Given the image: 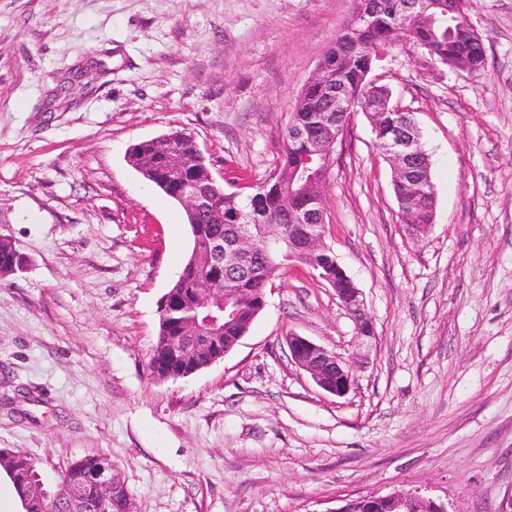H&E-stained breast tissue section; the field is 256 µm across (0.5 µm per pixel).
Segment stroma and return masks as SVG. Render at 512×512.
Listing matches in <instances>:
<instances>
[{
  "instance_id": "1",
  "label": "stroma",
  "mask_w": 512,
  "mask_h": 512,
  "mask_svg": "<svg viewBox=\"0 0 512 512\" xmlns=\"http://www.w3.org/2000/svg\"><path fill=\"white\" fill-rule=\"evenodd\" d=\"M354 0H0V448L53 478L102 455L135 512H332L417 489L448 512L512 494V0H468L487 67L370 74L409 112L437 193L401 222L370 118L351 114L322 189L324 242L361 289L289 268L223 359L177 379L149 357L192 248L184 206L130 165L184 131L226 191L274 171L302 87ZM303 336L352 364L338 397L296 365ZM294 264H301L312 269L309 261L298 259ZM317 277L325 281L331 288H334L336 297L341 304L350 312L355 323L359 338L369 339L374 337V327L371 319L365 313V303L362 293L353 281L346 275L337 261L329 257L327 264L319 266L317 261L313 263ZM313 270V269H312ZM313 270V271H314ZM314 271V272H315ZM346 284V288H340V282Z\"/></svg>"
}]
</instances>
